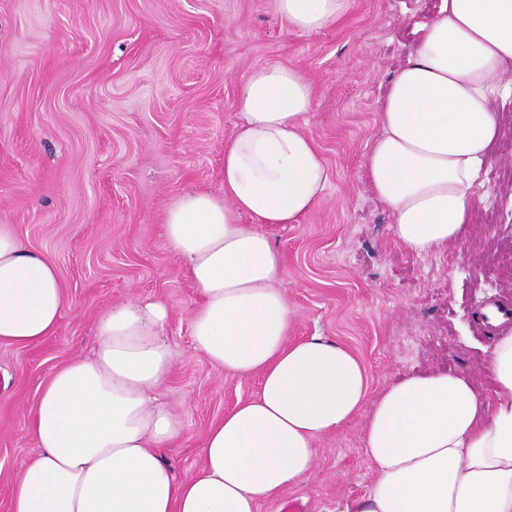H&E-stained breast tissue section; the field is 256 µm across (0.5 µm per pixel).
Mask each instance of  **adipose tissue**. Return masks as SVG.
I'll return each instance as SVG.
<instances>
[{"label": "adipose tissue", "mask_w": 512, "mask_h": 512, "mask_svg": "<svg viewBox=\"0 0 512 512\" xmlns=\"http://www.w3.org/2000/svg\"><path fill=\"white\" fill-rule=\"evenodd\" d=\"M300 34L333 25L348 0H277ZM391 80L382 133L365 162L415 255L467 241L491 152L498 105L512 103V0H440ZM312 88L269 63L245 77L224 144V194L191 191L167 210L163 235L184 261L196 299L194 346L258 393L208 430L202 464L176 479L164 455L184 430L158 398L173 371L162 302H113L96 322L91 356L57 369L30 412L40 453L10 496L11 512H257L314 466L317 441L366 414L374 479L344 512H512V312L498 328L485 389L463 372L400 378L368 399L366 375L344 344L289 340L296 314L280 283L281 253L263 227L296 224L331 180L302 130ZM68 305L56 267L0 224V342L33 347Z\"/></svg>", "instance_id": "adipose-tissue-1"}]
</instances>
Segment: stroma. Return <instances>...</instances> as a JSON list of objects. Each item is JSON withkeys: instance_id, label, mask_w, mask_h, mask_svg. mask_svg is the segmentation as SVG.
Returning a JSON list of instances; mask_svg holds the SVG:
<instances>
[{"instance_id": "1", "label": "stroma", "mask_w": 512, "mask_h": 512, "mask_svg": "<svg viewBox=\"0 0 512 512\" xmlns=\"http://www.w3.org/2000/svg\"><path fill=\"white\" fill-rule=\"evenodd\" d=\"M438 0H349L312 35L292 32L275 0H0V224L56 267L68 306L32 348L0 343V512L37 454L26 421L66 362L91 353L98 316L121 299L161 301L174 370L163 398L182 416L168 450L176 478L199 465L208 428L260 379L213 366L192 346L195 291L162 232L184 192L224 191V142L241 82L258 66L296 69L313 87L304 132L332 171L299 223L265 230L284 259L292 338L345 344L369 395L432 368L482 378L494 332L489 300L512 304V111L478 193L468 241L417 257L392 237L366 156L380 135L384 90L415 23ZM365 415L317 443L313 468L258 512L296 498L341 512L364 493Z\"/></svg>"}]
</instances>
